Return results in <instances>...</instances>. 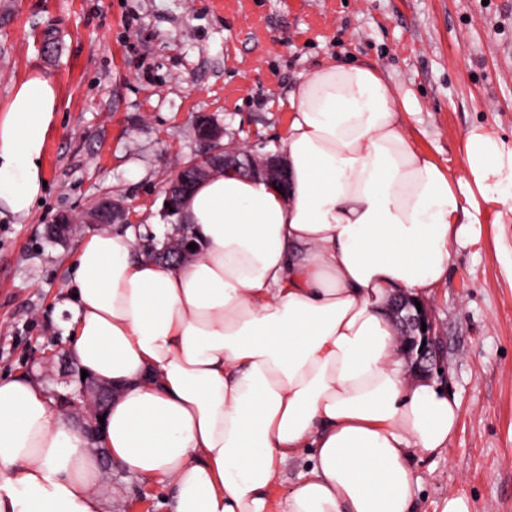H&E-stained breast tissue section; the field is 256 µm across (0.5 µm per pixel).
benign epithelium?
<instances>
[{
	"mask_svg": "<svg viewBox=\"0 0 512 512\" xmlns=\"http://www.w3.org/2000/svg\"><path fill=\"white\" fill-rule=\"evenodd\" d=\"M198 142L205 150L208 162L186 171L180 169L172 178L176 186L175 191H167L164 202L170 208L164 209V216L170 217L172 213L179 212L172 193L186 194L197 183L214 175L221 174L230 166H238L240 151L224 147L221 140L224 138V129L206 119L196 123ZM249 175L261 177L267 181L286 184L287 170L281 160L276 156H269L262 163L249 168ZM174 212H169V209ZM129 208L119 198H105L83 216V223L94 226L108 224H126L129 222ZM75 219L67 214H60L55 223L50 226V235L64 241L74 229ZM394 315L398 322L405 345L407 359L411 367L419 373L431 376L440 369H445L443 357L439 351V336H437V322L435 317L426 308L418 307L408 300H401L395 304ZM423 344V349H414L416 344ZM79 387L67 394L59 395L65 408L76 409L91 406L89 417L82 426L83 438L88 443H97L101 437L100 417L112 401V386L98 382L94 379H78Z\"/></svg>",
	"mask_w": 512,
	"mask_h": 512,
	"instance_id": "obj_1",
	"label": "benign epithelium"
}]
</instances>
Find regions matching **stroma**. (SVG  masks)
<instances>
[{"label": "stroma", "instance_id": "stroma-1", "mask_svg": "<svg viewBox=\"0 0 512 512\" xmlns=\"http://www.w3.org/2000/svg\"><path fill=\"white\" fill-rule=\"evenodd\" d=\"M330 59L398 86L414 145L443 166L461 168L473 127L512 140V0H0V107L35 72L60 96L41 202L0 217V375L50 394L77 376L54 311L84 234L49 237L58 214L114 196L132 223H162L178 163L200 155L198 115L225 146L280 154L289 96ZM454 252L428 306L462 413L447 450L410 452L416 512H442L455 492L470 512H512V289L490 248ZM112 473V512H167L168 486Z\"/></svg>", "mask_w": 512, "mask_h": 512}]
</instances>
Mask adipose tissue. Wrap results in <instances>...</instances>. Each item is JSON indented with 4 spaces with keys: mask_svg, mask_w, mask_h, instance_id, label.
I'll return each mask as SVG.
<instances>
[{
    "mask_svg": "<svg viewBox=\"0 0 512 512\" xmlns=\"http://www.w3.org/2000/svg\"><path fill=\"white\" fill-rule=\"evenodd\" d=\"M405 103L377 69L321 64L290 97L286 190L232 171L197 184L181 263L137 252L157 227L81 241L55 315L81 369L117 390L103 447L167 481L170 512H414L409 451L447 448L461 404L408 378L391 301H429L458 244L489 245L512 287V143L473 128L454 171L413 146ZM59 107L35 73L0 110L14 216L43 194ZM304 448L309 471L273 501ZM105 479L35 378L0 375V512H111Z\"/></svg>",
    "mask_w": 512,
    "mask_h": 512,
    "instance_id": "1",
    "label": "adipose tissue"
}]
</instances>
